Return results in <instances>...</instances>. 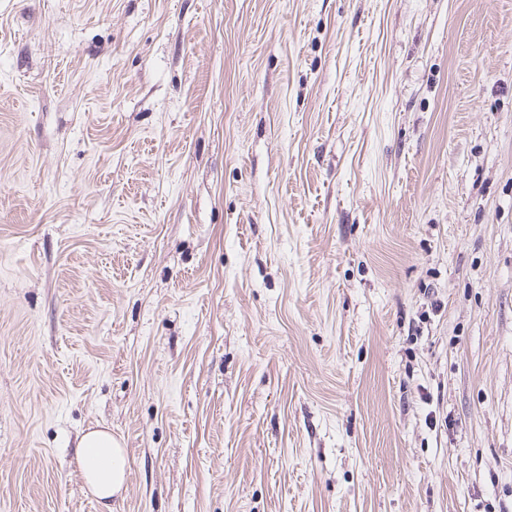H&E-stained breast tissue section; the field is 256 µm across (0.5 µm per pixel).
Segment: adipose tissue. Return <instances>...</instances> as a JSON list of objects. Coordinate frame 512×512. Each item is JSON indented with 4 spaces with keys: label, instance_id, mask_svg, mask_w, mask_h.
<instances>
[{
    "label": "adipose tissue",
    "instance_id": "obj_1",
    "mask_svg": "<svg viewBox=\"0 0 512 512\" xmlns=\"http://www.w3.org/2000/svg\"><path fill=\"white\" fill-rule=\"evenodd\" d=\"M76 463L89 492L103 512H109L113 496L121 493L126 481L125 452L111 430L84 433L77 444Z\"/></svg>",
    "mask_w": 512,
    "mask_h": 512
}]
</instances>
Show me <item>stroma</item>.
<instances>
[{
  "label": "stroma",
  "mask_w": 512,
  "mask_h": 512,
  "mask_svg": "<svg viewBox=\"0 0 512 512\" xmlns=\"http://www.w3.org/2000/svg\"><path fill=\"white\" fill-rule=\"evenodd\" d=\"M512 512V0H0V512ZM76 463L102 512H112V497L121 493L126 481L124 448L112 437V431L98 428L84 433L77 444Z\"/></svg>",
  "instance_id": "stroma-1"
}]
</instances>
